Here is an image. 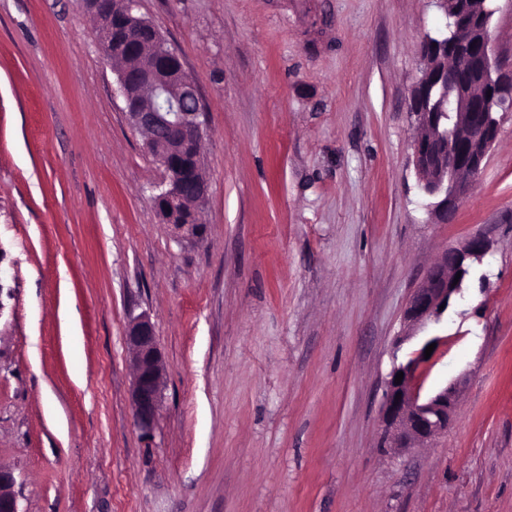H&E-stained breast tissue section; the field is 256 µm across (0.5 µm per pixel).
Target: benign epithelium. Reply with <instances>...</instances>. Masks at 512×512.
Segmentation results:
<instances>
[{
  "label": "benign epithelium",
  "instance_id": "obj_1",
  "mask_svg": "<svg viewBox=\"0 0 512 512\" xmlns=\"http://www.w3.org/2000/svg\"><path fill=\"white\" fill-rule=\"evenodd\" d=\"M435 2L443 28L420 45L419 76L410 91L409 112L417 130L427 133L413 145L418 183L429 200L430 215L446 223L485 166L500 131L498 112L512 109V72L501 71L493 56L494 0ZM83 6L100 22L101 49L112 62L131 127L165 171V181L153 196L161 222L195 223L208 193L201 157L207 118L196 83L160 30L138 13L139 0H87ZM462 56L468 69L463 75L454 73L450 92V65ZM435 92L438 105L433 107ZM490 249L487 238L473 236L440 255L406 303V333L399 341L442 321L448 309L440 306L463 297ZM125 340L133 352L134 421L148 436L161 407L164 383V362L151 318L144 313L132 318ZM424 363L421 349L394 367L386 381L381 415L391 448L431 442L447 433L453 421L460 381L424 393ZM399 372L403 379L397 384ZM14 485L13 473L0 467V512H19Z\"/></svg>",
  "mask_w": 512,
  "mask_h": 512
}]
</instances>
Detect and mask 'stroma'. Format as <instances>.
<instances>
[{"instance_id":"35a3bbf8","label":"stroma","mask_w":512,"mask_h":512,"mask_svg":"<svg viewBox=\"0 0 512 512\" xmlns=\"http://www.w3.org/2000/svg\"><path fill=\"white\" fill-rule=\"evenodd\" d=\"M207 114L200 223L79 0H0V466L20 512H512V112L453 219L430 217L408 94L435 0H141ZM492 249L435 327L432 443L383 441L406 301L446 248ZM165 363L151 437L129 321Z\"/></svg>"}]
</instances>
